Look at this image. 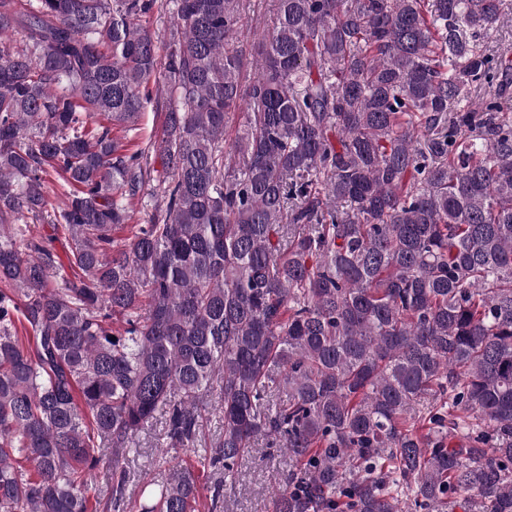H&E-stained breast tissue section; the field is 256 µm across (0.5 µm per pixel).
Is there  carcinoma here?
Listing matches in <instances>:
<instances>
[{
    "mask_svg": "<svg viewBox=\"0 0 512 512\" xmlns=\"http://www.w3.org/2000/svg\"><path fill=\"white\" fill-rule=\"evenodd\" d=\"M244 2L173 0L161 58L160 0H0V512H89L88 471L158 416L194 442L215 394L200 464L283 450L275 512H512L505 0H274L245 88ZM198 495L173 466L141 512ZM172 7L173 5L171 3L163 12L158 14L155 12L154 15L146 18V26L155 32V40L157 42V47L159 48V54L161 56L165 54L169 35L173 30L171 18ZM152 102L147 105L136 126L135 132L125 133L123 130L115 129L114 134L121 139L125 149L133 152L139 148L146 147L149 143L158 139L164 121L165 113V91L162 81L158 78L149 82Z\"/></svg>",
    "mask_w": 512,
    "mask_h": 512,
    "instance_id": "1",
    "label": "carcinoma"
}]
</instances>
